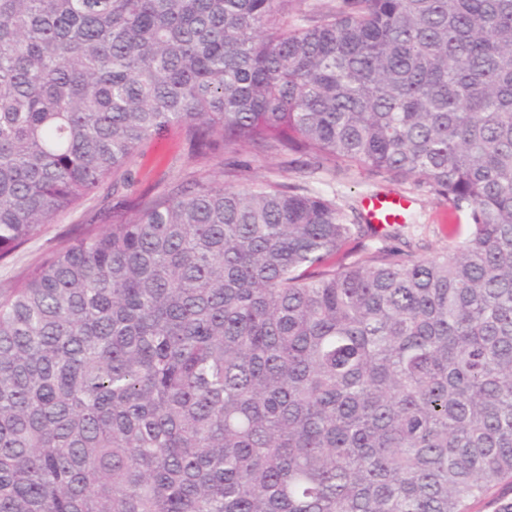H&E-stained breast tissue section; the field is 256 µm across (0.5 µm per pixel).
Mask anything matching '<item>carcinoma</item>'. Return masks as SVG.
Listing matches in <instances>:
<instances>
[{
  "mask_svg": "<svg viewBox=\"0 0 512 512\" xmlns=\"http://www.w3.org/2000/svg\"><path fill=\"white\" fill-rule=\"evenodd\" d=\"M0 0V259L181 130L465 223L374 249L209 171L0 289V512H470L512 482V0Z\"/></svg>",
  "mask_w": 512,
  "mask_h": 512,
  "instance_id": "cac0c4a2",
  "label": "carcinoma"
}]
</instances>
